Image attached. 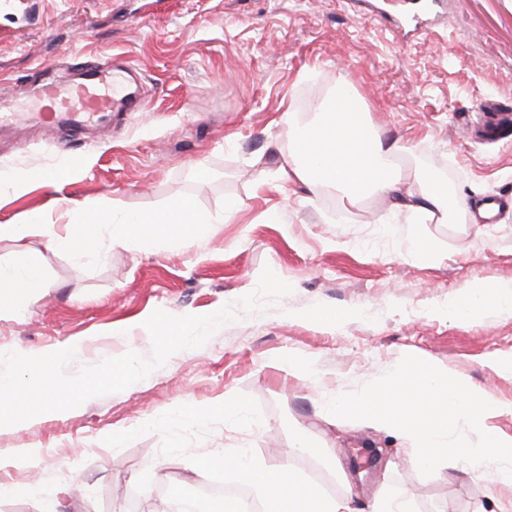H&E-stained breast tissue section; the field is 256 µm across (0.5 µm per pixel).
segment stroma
Returning a JSON list of instances; mask_svg holds the SVG:
<instances>
[{"label":"stroma","mask_w":512,"mask_h":512,"mask_svg":"<svg viewBox=\"0 0 512 512\" xmlns=\"http://www.w3.org/2000/svg\"><path fill=\"white\" fill-rule=\"evenodd\" d=\"M401 0H0V224L43 212L58 231L116 206L159 214L181 201L234 218L186 243L177 229L149 250L114 240L112 226L81 258L45 236L0 240V267L38 255L46 288L0 316V353L78 344L82 364L134 351L150 355L144 321L156 310L211 314L253 292L263 268L292 293L262 313H241L201 347L173 354L125 390L64 414L0 428V449L40 447L37 473L0 470V484L38 480L36 497L0 496V512H140L164 507L163 490L238 482L213 469L217 454L276 461L296 430L331 447L347 483L318 477L304 456L295 469L335 495L351 491L372 512L379 488L401 493L410 512H489L493 468L480 476L418 466L396 438L355 421L333 427L319 402L354 396L405 357L440 367L512 403V314L440 315L477 279L512 283V141L489 136L484 107L512 114V0H443L439 20L410 33L397 26ZM103 70L131 66L143 107L83 124L77 137L43 127L40 88L74 84L73 59ZM348 79L386 138L408 149L412 168L473 207L496 194L508 207L461 224H411L379 198L356 206L304 185H279L289 114L314 117L337 79ZM66 172L58 189L44 172ZM30 179L22 193L9 184ZM435 243L433 265L412 254ZM322 307L353 310L336 329L296 320ZM309 359L289 376L280 359ZM249 407L250 433L225 418L224 398ZM207 411L201 423L177 409ZM120 436L112 446L111 436Z\"/></svg>","instance_id":"stroma-1"}]
</instances>
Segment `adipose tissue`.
<instances>
[{
    "label": "adipose tissue",
    "mask_w": 512,
    "mask_h": 512,
    "mask_svg": "<svg viewBox=\"0 0 512 512\" xmlns=\"http://www.w3.org/2000/svg\"><path fill=\"white\" fill-rule=\"evenodd\" d=\"M288 135L291 148L279 166L282 182L336 190L352 206L370 196H384L393 200L395 209L422 224H444L452 211L467 209L465 202H450L447 188L431 175L399 165L407 147L377 136L364 101L348 81L338 82L320 102L315 121L303 124L289 120ZM211 222V216L187 202L159 215L118 216L103 208L94 214L92 223L76 232L56 233L44 215L35 214L26 224H0V239L38 230L48 235L55 249L81 256L107 224L124 228V244L147 250L171 224L179 227L183 241H204L211 233ZM13 265V270H0V314L8 312L12 304L33 298L45 286L34 254L19 253ZM488 304L512 313V284L471 282L466 294L449 304L448 311L476 315ZM505 410V404L492 400L468 380L410 360L361 395L320 405L321 414L328 419L353 415L371 429L402 438L410 455L423 467L444 472L452 466L468 474L494 467L496 483L490 499L499 503V512H512V438L495 434L486 425L489 418ZM462 424L472 437L459 442L454 435ZM308 449L307 438L299 431L277 462L268 464L240 456L229 465L244 484L261 495L265 512H355L350 496L330 494L293 468L294 456Z\"/></svg>",
    "instance_id": "1"
}]
</instances>
